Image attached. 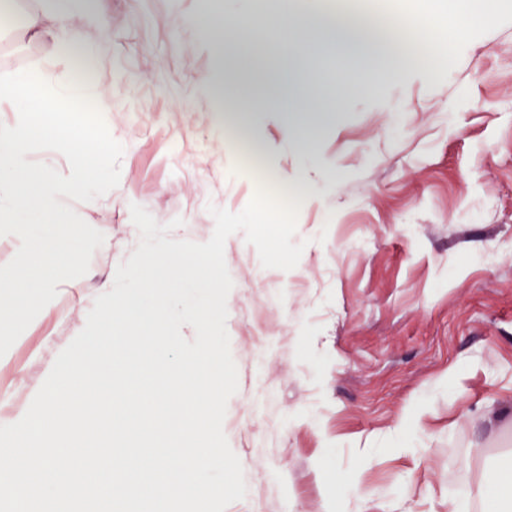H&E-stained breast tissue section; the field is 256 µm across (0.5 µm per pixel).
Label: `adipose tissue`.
<instances>
[{"instance_id": "adipose-tissue-1", "label": "adipose tissue", "mask_w": 512, "mask_h": 512, "mask_svg": "<svg viewBox=\"0 0 512 512\" xmlns=\"http://www.w3.org/2000/svg\"><path fill=\"white\" fill-rule=\"evenodd\" d=\"M198 26L213 36L211 47L224 71V92L232 96L237 108L233 117L225 120V127L236 136L252 134L256 108L284 97L288 110L282 115L283 130L289 140L308 152L316 148L323 121L345 96L356 91L353 85L340 84L331 94L303 83L316 48H335L365 69L379 67L402 51L394 26L351 13L331 16L309 11L292 27L286 50L268 46L250 21L219 9L201 19Z\"/></svg>"}]
</instances>
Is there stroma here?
Listing matches in <instances>:
<instances>
[{
	"label": "stroma",
	"instance_id": "35a3bbf8",
	"mask_svg": "<svg viewBox=\"0 0 512 512\" xmlns=\"http://www.w3.org/2000/svg\"><path fill=\"white\" fill-rule=\"evenodd\" d=\"M333 12L400 16L402 55L359 79L315 154L262 115L254 154L202 94L223 82L198 34L200 0H52L0 6V74L52 87L91 83V105L124 148L118 186L73 210L105 240L81 278L58 285L6 354V390H36L85 326L97 296L137 248L131 204L172 238L209 240V206L243 210L260 192L301 201L289 271L262 267L243 233L224 248L233 288L226 329L238 371L224 434L247 494L226 512H448L512 461V6L473 16L467 0H301ZM42 7L49 29L80 31L82 74L50 40L22 33ZM103 17L108 32L88 23ZM460 32L448 67L442 21ZM264 346L262 364L247 353ZM351 491L330 504L336 482Z\"/></svg>",
	"mask_w": 512,
	"mask_h": 512
}]
</instances>
